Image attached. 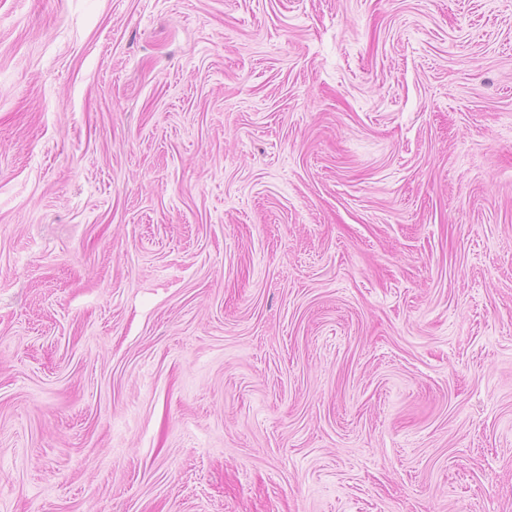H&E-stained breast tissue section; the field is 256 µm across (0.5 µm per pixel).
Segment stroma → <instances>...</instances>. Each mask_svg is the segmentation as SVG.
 <instances>
[{
	"label": "stroma",
	"mask_w": 512,
	"mask_h": 512,
	"mask_svg": "<svg viewBox=\"0 0 512 512\" xmlns=\"http://www.w3.org/2000/svg\"><path fill=\"white\" fill-rule=\"evenodd\" d=\"M0 512H512V0H0Z\"/></svg>",
	"instance_id": "obj_1"
}]
</instances>
